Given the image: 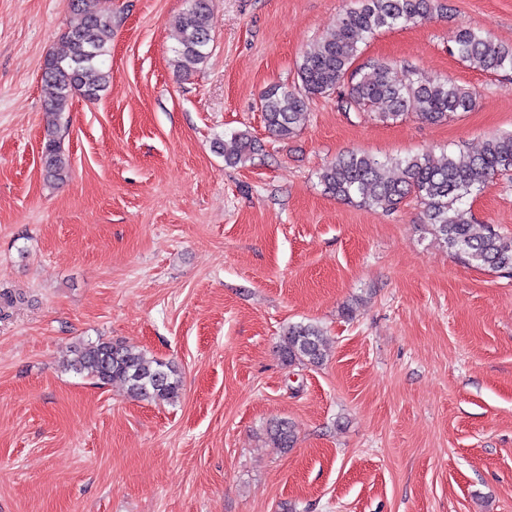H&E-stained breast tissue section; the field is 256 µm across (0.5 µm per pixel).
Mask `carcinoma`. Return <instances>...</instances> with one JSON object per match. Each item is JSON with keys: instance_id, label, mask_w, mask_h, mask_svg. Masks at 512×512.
<instances>
[{"instance_id": "1", "label": "carcinoma", "mask_w": 512, "mask_h": 512, "mask_svg": "<svg viewBox=\"0 0 512 512\" xmlns=\"http://www.w3.org/2000/svg\"><path fill=\"white\" fill-rule=\"evenodd\" d=\"M332 28L310 45L297 63L303 92L280 85L261 95V112L268 131L286 139L307 120L310 97L339 92L345 107L366 111L381 104V121L407 114L435 123L477 105V94L448 78L420 76L405 68L401 74L382 60L369 64L368 71L355 66L359 43L398 27L416 25L447 13L445 0H355ZM71 17L65 32L67 51L45 59L42 80L53 93L44 109L46 135L42 168L46 179L62 182L69 175L70 160L61 146L64 112L74 95L94 101L112 79V73L97 67L112 42V11L93 9L88 0H71ZM177 71L189 73L210 54L212 15L208 0H190L188 8L174 22ZM451 54L468 66L485 72L512 71V44L496 40L489 32L468 25L457 28ZM256 140L236 133L216 145L231 166L244 165L257 151ZM512 171V133L488 138L477 154L464 152L408 156L379 160L362 152H348L323 168L319 183L324 193L342 201L392 211L408 196L424 205L425 223L455 254L492 271L512 272V236L501 234L487 224L476 222L464 200L477 195L487 179ZM326 352V337L312 324L288 326L279 353L288 365H318ZM66 369L98 384L122 382L136 399L167 402L178 396L180 372L169 362L147 356L122 342L99 340L76 351ZM273 442L291 448L295 442L292 426L273 421L269 426Z\"/></svg>"}]
</instances>
